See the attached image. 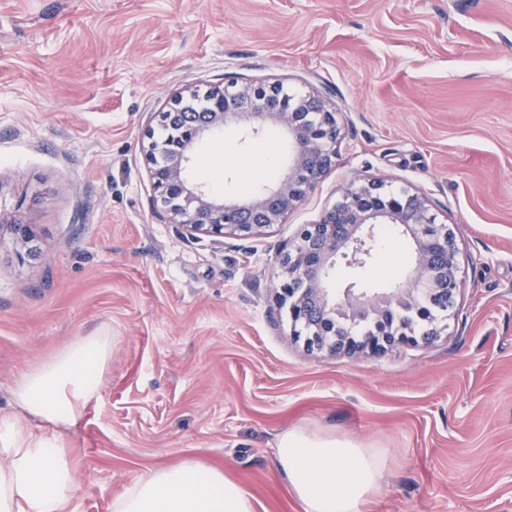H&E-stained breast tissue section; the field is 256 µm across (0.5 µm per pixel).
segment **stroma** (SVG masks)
<instances>
[{"label":"stroma","mask_w":512,"mask_h":512,"mask_svg":"<svg viewBox=\"0 0 512 512\" xmlns=\"http://www.w3.org/2000/svg\"><path fill=\"white\" fill-rule=\"evenodd\" d=\"M230 78L335 105L336 165L264 235L193 238L156 207L142 141L177 92ZM281 142L228 125L199 148L223 166L187 174L250 196L282 176ZM369 180L453 229V316L380 354L308 349L280 258ZM94 331L112 356L70 433L73 512L186 459L255 512H303L278 465L297 428L381 451L366 512H512V0H0V415Z\"/></svg>","instance_id":"1"}]
</instances>
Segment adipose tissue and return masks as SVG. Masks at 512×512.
Wrapping results in <instances>:
<instances>
[{"label":"adipose tissue","instance_id":"1","mask_svg":"<svg viewBox=\"0 0 512 512\" xmlns=\"http://www.w3.org/2000/svg\"><path fill=\"white\" fill-rule=\"evenodd\" d=\"M111 352V337L93 332L21 374L16 411L0 416V512H72L76 463L66 431L98 394ZM278 463L304 512H362L383 484L379 453L301 429L280 436ZM112 512H254V504L222 470L187 460L151 469Z\"/></svg>","mask_w":512,"mask_h":512}]
</instances>
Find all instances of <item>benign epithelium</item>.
Listing matches in <instances>:
<instances>
[{
  "instance_id": "obj_1",
  "label": "benign epithelium",
  "mask_w": 512,
  "mask_h": 512,
  "mask_svg": "<svg viewBox=\"0 0 512 512\" xmlns=\"http://www.w3.org/2000/svg\"><path fill=\"white\" fill-rule=\"evenodd\" d=\"M281 84L229 82L201 94L180 92L160 121L178 128L179 142L153 138L145 146L156 203L171 224L191 235L256 237L284 223L288 214L335 164L340 126L336 110L315 93L284 102ZM251 124L252 135L278 128L288 141V170L275 185L245 199L222 198L186 177L199 143L231 122ZM390 224L414 245L412 275L406 284L367 294L350 285L327 287L336 267H369L376 250V226ZM277 295L288 307L294 334L307 347L382 350L413 342V332L396 326L397 310L411 311L421 301L450 307L460 290L457 249L448 225L437 221L428 199L405 187L388 189L378 181L348 185L319 221L301 231L280 259Z\"/></svg>"
}]
</instances>
